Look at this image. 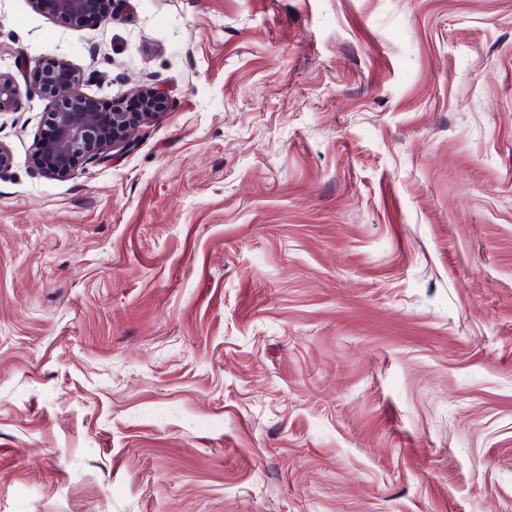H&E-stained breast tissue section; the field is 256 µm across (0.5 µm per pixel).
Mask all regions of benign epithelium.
<instances>
[{"label": "benign epithelium", "mask_w": 512, "mask_h": 512, "mask_svg": "<svg viewBox=\"0 0 512 512\" xmlns=\"http://www.w3.org/2000/svg\"><path fill=\"white\" fill-rule=\"evenodd\" d=\"M31 7L57 22L78 27L91 17L112 19V0H29ZM29 90L51 103L35 139L31 166L51 178H65L88 162H103L113 148L130 143L133 131L167 110V98L153 87L126 102L99 111V103L79 91L82 75L72 64L42 57L26 64ZM21 89L16 77L0 71V114L17 110Z\"/></svg>", "instance_id": "7a95c632"}]
</instances>
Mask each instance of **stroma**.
Masks as SVG:
<instances>
[{
  "mask_svg": "<svg viewBox=\"0 0 512 512\" xmlns=\"http://www.w3.org/2000/svg\"><path fill=\"white\" fill-rule=\"evenodd\" d=\"M48 55L168 108L0 115V512H512V0H0ZM31 7L57 22L78 27L90 17L106 22L112 18V0H29ZM26 70L29 90L51 103L30 156L47 177L65 178L83 164L105 161L113 148L130 143L137 127L167 110L165 94L144 87L126 102H113L112 112H99V103L79 91L80 71L56 57L26 63Z\"/></svg>",
  "mask_w": 512,
  "mask_h": 512,
  "instance_id": "1",
  "label": "stroma"
}]
</instances>
